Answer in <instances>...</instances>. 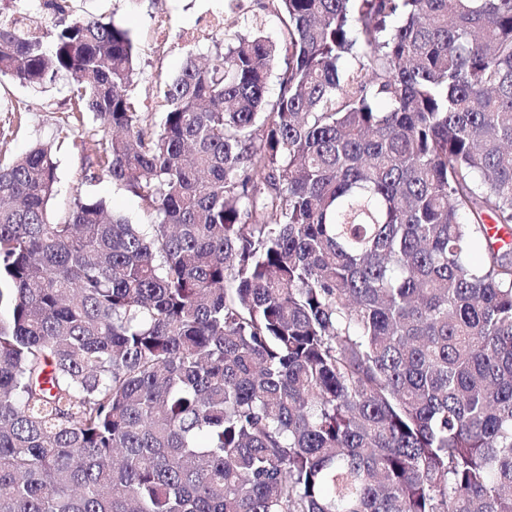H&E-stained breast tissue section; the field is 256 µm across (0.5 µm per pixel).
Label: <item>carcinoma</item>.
I'll use <instances>...</instances> for the list:
<instances>
[{
    "instance_id": "1",
    "label": "carcinoma",
    "mask_w": 512,
    "mask_h": 512,
    "mask_svg": "<svg viewBox=\"0 0 512 512\" xmlns=\"http://www.w3.org/2000/svg\"><path fill=\"white\" fill-rule=\"evenodd\" d=\"M269 2L158 125L127 29L0 14L152 222L0 150V512H512V0Z\"/></svg>"
}]
</instances>
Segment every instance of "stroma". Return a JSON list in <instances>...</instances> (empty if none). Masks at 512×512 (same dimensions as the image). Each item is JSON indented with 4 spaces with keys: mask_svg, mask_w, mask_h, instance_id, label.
<instances>
[{
    "mask_svg": "<svg viewBox=\"0 0 512 512\" xmlns=\"http://www.w3.org/2000/svg\"><path fill=\"white\" fill-rule=\"evenodd\" d=\"M68 5L70 18L93 14L130 31L137 47L139 72L135 94L142 111L150 113L156 123L164 112L157 94L159 85L177 76L187 57L202 61L224 49V35L220 32L205 42H186L185 32L206 16L230 14L237 31L246 33L257 27L268 40H282L278 15L273 8H261L260 0H68ZM159 13L168 18L167 44L163 47L159 46L153 28V18ZM70 82L69 75L61 74L38 91L10 81L0 84V123L8 120L9 109L16 107L21 111V127L9 145L10 154H24L40 143L52 145L58 175L57 191L49 202L52 217L65 216L75 197L90 195L106 200L129 223H148L139 200L109 176H100L91 184L83 183L80 138L83 132L97 128L98 123L88 112L81 128L61 132L60 123L69 107Z\"/></svg>",
    "mask_w": 512,
    "mask_h": 512,
    "instance_id": "stroma-1",
    "label": "stroma"
}]
</instances>
